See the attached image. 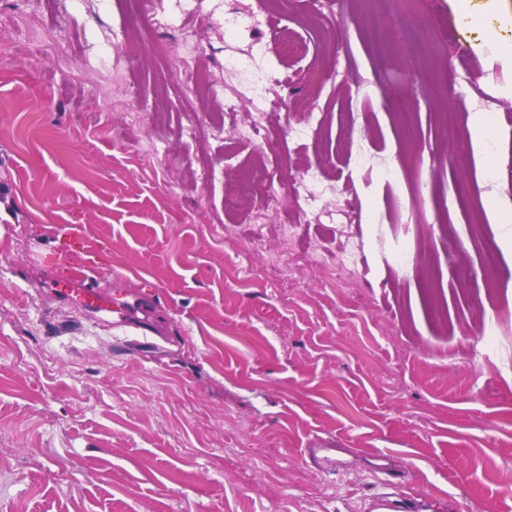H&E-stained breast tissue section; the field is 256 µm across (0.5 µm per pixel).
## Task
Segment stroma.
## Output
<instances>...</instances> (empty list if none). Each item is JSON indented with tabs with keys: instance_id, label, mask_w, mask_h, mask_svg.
Masks as SVG:
<instances>
[{
	"instance_id": "1",
	"label": "stroma",
	"mask_w": 512,
	"mask_h": 512,
	"mask_svg": "<svg viewBox=\"0 0 512 512\" xmlns=\"http://www.w3.org/2000/svg\"><path fill=\"white\" fill-rule=\"evenodd\" d=\"M229 2L245 29L200 0L163 57L127 33L169 0H0V512H373L392 491L369 466L382 454L433 512H512V0H471L466 23L461 0H423L424 26L454 38L432 65L440 98L415 59L371 50L368 21L392 0L325 15L312 0ZM274 17L291 40L267 67L314 61L334 78L314 98L296 73L272 111L224 114L254 78L225 72V55ZM192 66L212 72L211 98L193 97ZM397 80L402 113L384 96ZM487 107L490 166L470 131ZM266 135L288 143L269 173ZM353 146L370 165L348 163ZM405 153L431 170L425 193L385 179ZM248 177L266 194L225 211ZM302 183L304 213L286 201ZM55 224L99 246V280L153 289L149 331L51 297ZM486 240L500 251L489 343L454 275L470 267L484 288ZM348 255L356 273L337 276ZM313 444L337 469L303 457Z\"/></svg>"
}]
</instances>
